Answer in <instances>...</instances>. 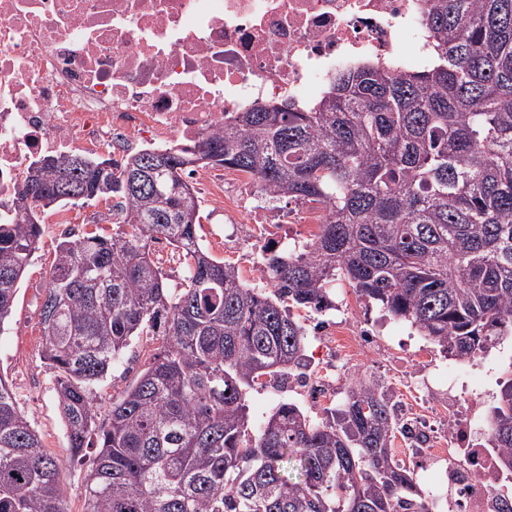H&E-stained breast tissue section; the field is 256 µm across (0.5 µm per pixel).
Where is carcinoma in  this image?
Masks as SVG:
<instances>
[{"mask_svg": "<svg viewBox=\"0 0 512 512\" xmlns=\"http://www.w3.org/2000/svg\"><path fill=\"white\" fill-rule=\"evenodd\" d=\"M438 62L342 73L312 110L256 106L192 146L279 198L328 209L300 252L263 255L273 295L201 243L187 150L27 166L0 216V326L39 249L36 202L119 197L111 235L64 234L40 311L70 458L95 452L84 512H429L394 459L388 388L360 378L330 417L280 403L250 426L248 389L304 365L292 308L321 311L348 281L463 363L512 337V0H434ZM183 255L171 287L150 243ZM161 342L101 415L96 388L133 341ZM489 441L512 472V378ZM63 460L45 450L0 378V512H67ZM299 477L290 478L289 469Z\"/></svg>", "mask_w": 512, "mask_h": 512, "instance_id": "carcinoma-1", "label": "carcinoma"}]
</instances>
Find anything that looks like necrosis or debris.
<instances>
[{
  "mask_svg": "<svg viewBox=\"0 0 512 512\" xmlns=\"http://www.w3.org/2000/svg\"><path fill=\"white\" fill-rule=\"evenodd\" d=\"M433 0H0V202L25 160L95 152L113 137L177 150L254 106L315 105L337 73L365 62L425 67ZM224 196V249L286 242L285 223L314 241L325 206L291 218L269 193L239 180ZM344 357L373 352L355 324L324 322ZM405 441L444 460L454 512H507L512 474L482 444L478 422L455 415L430 430L422 410L401 414Z\"/></svg>",
  "mask_w": 512,
  "mask_h": 512,
  "instance_id": "necrosis-or-debris-1",
  "label": "necrosis or debris"
}]
</instances>
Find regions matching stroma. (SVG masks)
Returning <instances> with one entry per match:
<instances>
[{"mask_svg": "<svg viewBox=\"0 0 512 512\" xmlns=\"http://www.w3.org/2000/svg\"><path fill=\"white\" fill-rule=\"evenodd\" d=\"M193 183L201 196V219L198 234L210 253L224 263L235 265L239 259L225 253L217 246L215 236L224 232V197L219 191L222 183L217 171H210L194 178ZM75 234L95 230L114 233L112 204L103 199L77 202L69 206ZM45 232L39 250L32 257L15 299L12 315L0 328V377L12 387L19 409L40 434L46 450L66 462V507L68 512L84 510V477L88 459L70 458L67 438L55 394V378L41 359L40 306L45 295L47 276L54 260L55 249L65 229L64 225L45 222ZM332 298L341 307L340 315L361 329L368 331L378 341L375 353L357 363H343L337 374L348 378L353 375L375 374L384 378L397 394L398 402L408 399L409 383L427 379L432 389L444 392L448 386L440 372L447 369L448 360L443 351H436V368L420 371L412 354L426 339L410 324L394 319L377 305L363 301L345 280L336 281ZM158 340L150 336L141 337L134 346V358L125 366L116 367L100 384L96 391V403L100 412H107L112 397L118 394L143 367L149 354L158 347ZM512 376V340L504 339L487 352L464 363L456 374L457 382L463 383L466 393L474 400L476 415L488 416L497 404L501 384ZM290 400L303 404L298 387L277 386L267 381L249 393L251 416L261 420L281 401ZM395 459L398 464L415 472L417 484L424 497L449 498L447 488L438 483L440 464L403 445L396 443Z\"/></svg>", "mask_w": 512, "mask_h": 512, "instance_id": "1", "label": "stroma"}]
</instances>
